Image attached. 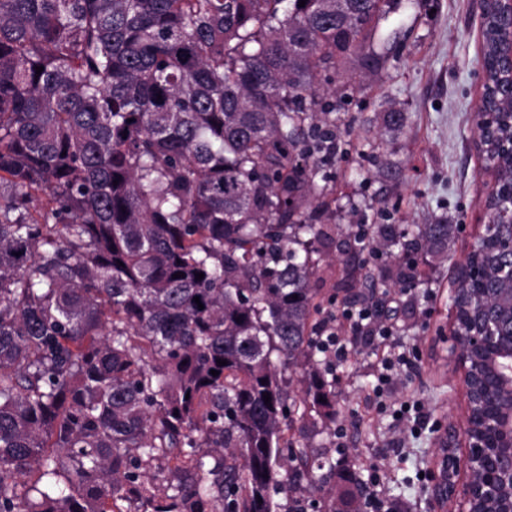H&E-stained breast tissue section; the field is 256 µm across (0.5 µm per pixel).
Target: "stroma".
Wrapping results in <instances>:
<instances>
[{"instance_id": "stroma-1", "label": "stroma", "mask_w": 512, "mask_h": 512, "mask_svg": "<svg viewBox=\"0 0 512 512\" xmlns=\"http://www.w3.org/2000/svg\"><path fill=\"white\" fill-rule=\"evenodd\" d=\"M478 24L477 0H403L381 24L397 41L392 58L376 73L352 69L351 87L335 99L346 147L323 169L336 212L318 215L316 224H341L344 234L321 262L317 286L327 311L339 317L373 298L393 303L392 341L412 366L382 386V344L368 332L353 335L342 320L348 352L336 366V418L310 413L304 432L312 453H330L339 468L371 484L388 512H437L428 478L436 427L464 416L447 336L455 268L483 230L485 177L473 150ZM392 110L407 116L396 132L383 124ZM437 221L458 227L447 260L419 258L402 290L391 285L400 270L395 249L381 243L358 255L345 246L367 224ZM358 257L375 274L376 288L335 290L345 264ZM405 403L413 407L406 420L420 423L417 432L397 426Z\"/></svg>"}]
</instances>
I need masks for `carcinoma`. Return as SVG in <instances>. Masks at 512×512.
I'll list each match as a JSON object with an SVG mask.
<instances>
[{
	"label": "carcinoma",
	"mask_w": 512,
	"mask_h": 512,
	"mask_svg": "<svg viewBox=\"0 0 512 512\" xmlns=\"http://www.w3.org/2000/svg\"><path fill=\"white\" fill-rule=\"evenodd\" d=\"M400 3L0 0V512H303L299 470L313 494L351 481L290 436L335 416L314 287L334 238L308 207L342 145L317 82L383 69ZM501 22L487 5L492 111ZM379 232L445 257L457 226Z\"/></svg>",
	"instance_id": "obj_1"
}]
</instances>
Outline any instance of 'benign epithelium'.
Instances as JSON below:
<instances>
[{"label": "benign epithelium", "instance_id": "benign-epithelium-1", "mask_svg": "<svg viewBox=\"0 0 512 512\" xmlns=\"http://www.w3.org/2000/svg\"><path fill=\"white\" fill-rule=\"evenodd\" d=\"M505 24L500 28L499 50L512 68V0H497ZM477 124L484 138L495 135L497 124L512 125V108L500 114L484 109L477 93ZM512 158V137L497 140L489 159L488 192L481 203L485 222L499 229L491 241L473 243L470 252L490 254L499 242L512 245V177L501 174L500 161ZM457 280L482 282L484 270L464 258L456 266ZM450 353L456 369L466 374L462 350L480 354L494 363L495 380L479 381L476 390H465L466 403L481 407L476 423L463 427L439 426L437 441L445 451L437 454L431 470V497L439 512H480L482 505H496L497 512H512V335L498 337L483 326H473L465 336L449 332Z\"/></svg>", "mask_w": 512, "mask_h": 512}]
</instances>
